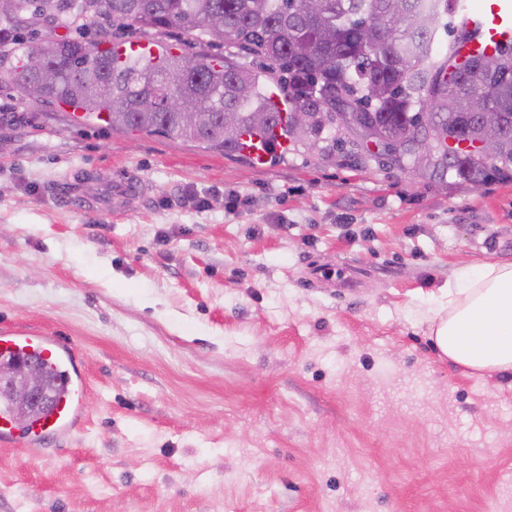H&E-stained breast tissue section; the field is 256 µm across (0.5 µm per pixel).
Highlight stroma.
<instances>
[{
	"label": "stroma",
	"instance_id": "obj_1",
	"mask_svg": "<svg viewBox=\"0 0 512 512\" xmlns=\"http://www.w3.org/2000/svg\"><path fill=\"white\" fill-rule=\"evenodd\" d=\"M0 141V329L87 383L68 437L0 448V512H512V377L430 337L459 267L512 262L511 180L256 166L6 84Z\"/></svg>",
	"mask_w": 512,
	"mask_h": 512
}]
</instances>
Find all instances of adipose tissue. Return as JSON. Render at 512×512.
I'll list each match as a JSON object with an SVG mask.
<instances>
[{"mask_svg":"<svg viewBox=\"0 0 512 512\" xmlns=\"http://www.w3.org/2000/svg\"><path fill=\"white\" fill-rule=\"evenodd\" d=\"M434 321L435 346L471 372L512 374V263L461 268Z\"/></svg>","mask_w":512,"mask_h":512,"instance_id":"adipose-tissue-1","label":"adipose tissue"}]
</instances>
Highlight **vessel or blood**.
Returning <instances> with one entry per match:
<instances>
[{
	"mask_svg": "<svg viewBox=\"0 0 512 512\" xmlns=\"http://www.w3.org/2000/svg\"><path fill=\"white\" fill-rule=\"evenodd\" d=\"M458 23L470 32L468 54L491 53L512 45V0H478L461 5ZM0 356L35 358L51 365L60 394L45 411L30 420L15 421L11 413L0 414V445L40 446L47 440L67 436L84 414L86 385L77 353L71 345L34 330L0 331Z\"/></svg>",
	"mask_w": 512,
	"mask_h": 512,
	"instance_id": "b4317fda",
	"label": "vessel or blood"
}]
</instances>
